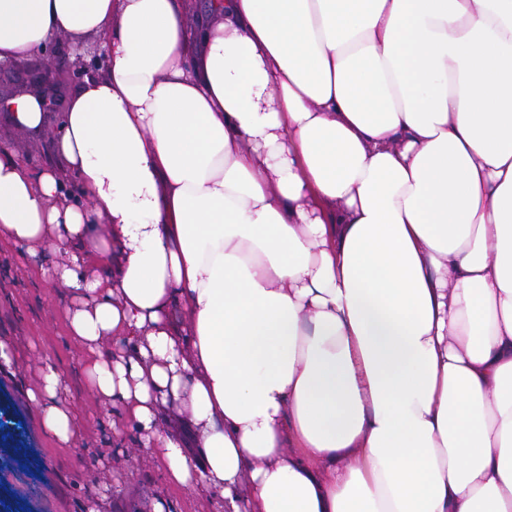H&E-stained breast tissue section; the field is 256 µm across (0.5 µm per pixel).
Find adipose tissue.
<instances>
[{
    "mask_svg": "<svg viewBox=\"0 0 512 512\" xmlns=\"http://www.w3.org/2000/svg\"><path fill=\"white\" fill-rule=\"evenodd\" d=\"M184 15L0 0V62L105 39L55 163L0 144V238L64 247L92 393L226 512H512V0ZM61 388L27 396L73 444Z\"/></svg>",
    "mask_w": 512,
    "mask_h": 512,
    "instance_id": "obj_1",
    "label": "adipose tissue"
}]
</instances>
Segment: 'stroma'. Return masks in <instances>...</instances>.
Returning a JSON list of instances; mask_svg holds the SVG:
<instances>
[{
    "label": "stroma",
    "mask_w": 512,
    "mask_h": 512,
    "mask_svg": "<svg viewBox=\"0 0 512 512\" xmlns=\"http://www.w3.org/2000/svg\"><path fill=\"white\" fill-rule=\"evenodd\" d=\"M75 55L65 38L56 37L44 53L23 62L20 70L0 71V98L19 86L39 83L47 116L40 132L15 126L0 110V140L10 143L33 165H41L56 129V114L82 76L98 70L92 48ZM45 244L36 253L0 240V341L12 353L0 367V407L18 425L19 444L0 447V497L15 512H221L216 498L167 485L163 465L136 446L137 433L117 417L110 403L96 399L86 368L89 354L67 333V289L49 283L40 270L62 261ZM63 377L62 404L76 415L79 438L63 445L45 435L28 390L37 388L44 363Z\"/></svg>",
    "instance_id": "35a3bbf8"
}]
</instances>
